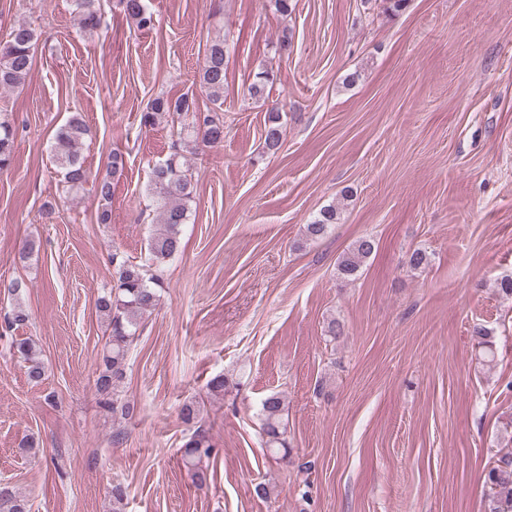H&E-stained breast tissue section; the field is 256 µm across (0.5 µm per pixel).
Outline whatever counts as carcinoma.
<instances>
[{"label": "carcinoma", "mask_w": 512, "mask_h": 512, "mask_svg": "<svg viewBox=\"0 0 512 512\" xmlns=\"http://www.w3.org/2000/svg\"><path fill=\"white\" fill-rule=\"evenodd\" d=\"M124 12L133 19L140 29L154 26L153 13L146 0H121ZM75 12L79 18L80 29L93 33L102 26V13L98 0H73ZM38 41L36 28L29 22L14 26L8 37L0 41V89L9 90L23 86L30 77L34 48ZM226 40L219 37L211 41L198 71L197 82L202 95L212 104L203 110L193 95L181 94L177 97L158 96L154 98L146 111L141 113V125L153 127L164 117H171L180 124L178 137L180 145L174 147L165 160L156 163L151 170L150 193L159 201L157 229L149 244L150 261L158 265L181 250V226L189 219V203L193 199L194 186L188 173L184 149L196 144L218 147L224 142V114L217 108L224 104V81L226 70ZM277 80L273 68L265 66L255 73L248 84L250 99L267 106V119L264 126V149L276 152L283 140L282 113L278 106L267 105L271 90ZM89 129L81 114L75 112L57 128L51 151L60 176L63 193L75 195L88 183L101 208L96 221L108 224L111 212L108 204L112 200L113 181L121 177L125 170L122 153L114 152L109 162V172L99 178L85 167L79 147ZM17 128L8 117L0 118V170L8 168L15 154ZM339 220L336 206L327 205L303 227V236L307 241L324 238L333 224ZM376 247L375 240L365 236L358 239L354 246L339 256L337 275L344 281L356 279L366 260ZM113 280L110 291L97 300L99 317L111 329V340L103 350L96 378V390L105 397L104 406L112 413L126 418L133 415L135 406L128 401L122 402L108 396L115 390V384L124 374L127 356L135 339L136 332L144 317L152 313L161 302L163 283L158 276L150 273V266L130 260H120L112 255ZM473 338L478 345L487 350L489 361H494L491 333L482 327H476ZM13 349L27 363V375L31 382L39 383L44 377V367L38 358L34 343L29 338L13 341ZM285 404L282 396L272 393L261 404V431L264 444L272 453L288 451L287 426L283 412ZM215 452L209 437L196 429L185 443L182 463L191 472L198 486L207 483L208 473L205 462ZM488 494L485 512H512V453H506L495 461L487 472ZM0 512H30L28 501L10 489H0Z\"/></svg>", "instance_id": "1"}]
</instances>
